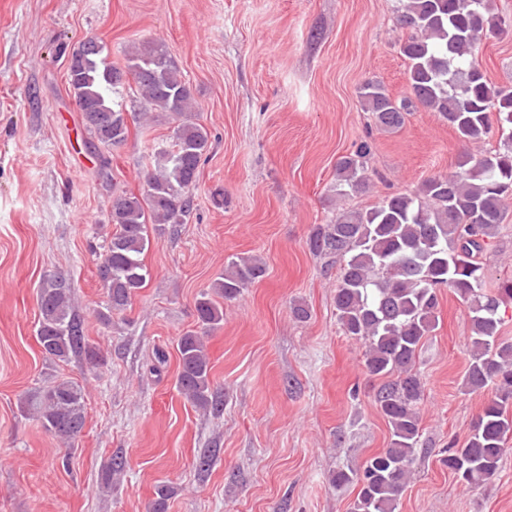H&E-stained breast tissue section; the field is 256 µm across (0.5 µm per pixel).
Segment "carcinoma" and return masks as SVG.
Here are the masks:
<instances>
[{
  "label": "carcinoma",
  "mask_w": 512,
  "mask_h": 512,
  "mask_svg": "<svg viewBox=\"0 0 512 512\" xmlns=\"http://www.w3.org/2000/svg\"><path fill=\"white\" fill-rule=\"evenodd\" d=\"M398 23L409 31L400 52L409 61L412 97L397 101L379 82L365 83L361 105L382 130L400 128L418 104L438 113L466 143L489 134L496 112L501 144L489 155L463 154L455 169L425 179L413 192L391 195L365 211H346L332 224L313 229L308 244L316 253L344 258L336 288V311L345 335L364 345V365L383 379L375 402L390 429L388 448L367 460L354 475L339 470L336 484L354 482L359 492L351 512H396L412 473L420 442L419 403L423 385L415 369L423 340L438 326V292L452 290L471 313L472 353L465 386L496 390L460 448L445 463L459 481L476 485L499 470L512 433V342L500 339L499 309L512 302V278L497 291L483 288L481 256L502 222L512 197V88L489 83L478 46L493 31L512 27V18L490 14L488 0H401ZM104 45L89 38L72 52L76 68L68 85L83 113L85 129L103 147L127 140L123 112L125 77H133L142 112H169L181 119L172 144L154 153L146 197H112L115 232L99 253L97 274L107 289L110 323L146 281L141 254L149 244L147 225L184 224L195 210L193 189L211 148L207 130L184 119L194 110L189 86L164 46L145 42L129 54L126 68L107 61ZM362 143L336 166V192L363 191L366 159ZM266 267L257 258L230 262L200 293L197 320L208 329L224 320L218 299L232 300L261 279ZM36 336L46 356L65 361L82 352L93 365L103 361L90 345L72 308L71 286L61 275H47L38 291ZM176 349L177 386L196 407L221 411L210 387V363L202 337L187 333ZM29 415L54 437L69 442L85 421L82 389L70 381L37 388L27 398Z\"/></svg>",
  "instance_id": "cac0c4a2"
}]
</instances>
